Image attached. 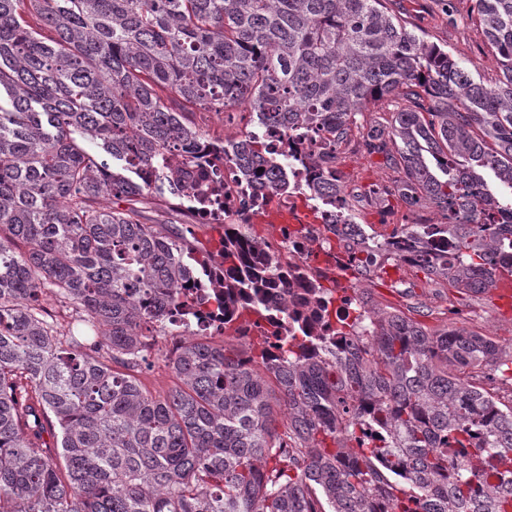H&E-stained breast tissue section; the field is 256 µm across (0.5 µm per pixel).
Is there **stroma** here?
<instances>
[{"label": "stroma", "mask_w": 512, "mask_h": 512, "mask_svg": "<svg viewBox=\"0 0 512 512\" xmlns=\"http://www.w3.org/2000/svg\"><path fill=\"white\" fill-rule=\"evenodd\" d=\"M394 12L404 19L417 34L451 52L475 80L485 84L497 81L500 70L482 28L475 20L474 0H395ZM248 105L240 104L220 115L193 111L192 120L211 136L229 139L236 137L249 119ZM343 178L355 180L363 189H370L395 179V171L384 166L381 156L360 151L344 152L338 159ZM371 299L378 306L404 312L422 325L433 328L446 322L479 331L486 323L496 326L495 342L512 346V314L499 309L494 293L474 296L468 293H449L447 284L431 280L423 272L405 268L401 278L390 277L378 269L365 278ZM151 360L153 366L141 379L154 394L164 395L176 380L166 365L173 349L171 335L153 337Z\"/></svg>", "instance_id": "stroma-1"}]
</instances>
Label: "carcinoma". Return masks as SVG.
I'll return each mask as SVG.
<instances>
[{"label":"carcinoma","instance_id":"carcinoma-1","mask_svg":"<svg viewBox=\"0 0 512 512\" xmlns=\"http://www.w3.org/2000/svg\"><path fill=\"white\" fill-rule=\"evenodd\" d=\"M387 2L0 0V512H512V403L481 383L494 367L512 381V352L381 308L366 336L339 323L338 351L288 297L264 303L288 279L250 225H224L213 252L140 221V200L198 190L185 166L208 134L185 105L247 102L242 182L288 192L278 142L314 137L296 165L321 170L308 195L334 198L336 145L360 138L404 174L383 194L428 198L450 224L446 240L383 208L413 267L473 294L512 275V0H475L493 84ZM387 97L403 106L362 124ZM190 275L207 296L177 288ZM295 279L330 321L331 290ZM215 288L226 312L247 297L274 315L270 332L247 349L176 345L179 384L153 394L149 338ZM48 297L88 334L63 332ZM103 345L110 365L88 355Z\"/></svg>","mask_w":512,"mask_h":512}]
</instances>
